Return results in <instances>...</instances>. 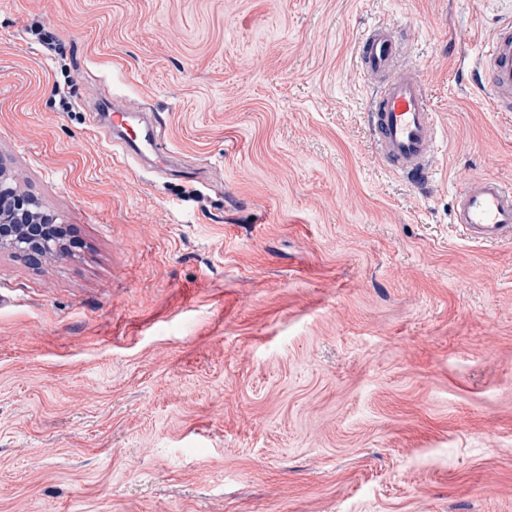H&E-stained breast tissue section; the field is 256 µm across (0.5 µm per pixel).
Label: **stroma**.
<instances>
[{"instance_id": "1", "label": "stroma", "mask_w": 512, "mask_h": 512, "mask_svg": "<svg viewBox=\"0 0 512 512\" xmlns=\"http://www.w3.org/2000/svg\"><path fill=\"white\" fill-rule=\"evenodd\" d=\"M511 8L0 0V163L68 246L0 250V512H512V239L453 222L512 182ZM377 24L441 121L421 187L372 145ZM108 99L163 158L113 160ZM491 99L500 112H512V20L492 32L479 61Z\"/></svg>"}]
</instances>
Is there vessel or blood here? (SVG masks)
<instances>
[{
	"label": "vessel or blood",
	"mask_w": 512,
	"mask_h": 512,
	"mask_svg": "<svg viewBox=\"0 0 512 512\" xmlns=\"http://www.w3.org/2000/svg\"><path fill=\"white\" fill-rule=\"evenodd\" d=\"M403 46L393 27L377 25L358 39L359 66L367 80L376 82L370 119L376 152L395 173L423 185L431 176L443 148L440 124L419 73L402 60ZM490 96L502 112H512V20L505 19L492 32L479 61ZM131 110L113 106L111 124L120 138L116 153H155L159 150L152 128H128ZM455 222L465 238L495 242L512 237V182L478 178L457 194Z\"/></svg>",
	"instance_id": "b4317fda"
}]
</instances>
